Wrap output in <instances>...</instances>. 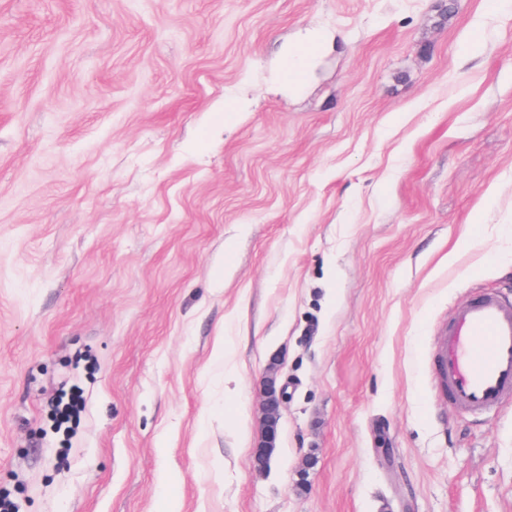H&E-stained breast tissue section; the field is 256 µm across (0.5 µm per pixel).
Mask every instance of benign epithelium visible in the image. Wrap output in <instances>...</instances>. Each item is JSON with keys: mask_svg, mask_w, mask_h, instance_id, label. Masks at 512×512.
<instances>
[{"mask_svg": "<svg viewBox=\"0 0 512 512\" xmlns=\"http://www.w3.org/2000/svg\"><path fill=\"white\" fill-rule=\"evenodd\" d=\"M286 399L285 385L280 383L279 368L272 364L262 380V428L250 457L253 470L263 472L270 467L280 435V412Z\"/></svg>", "mask_w": 512, "mask_h": 512, "instance_id": "benign-epithelium-1", "label": "benign epithelium"}]
</instances>
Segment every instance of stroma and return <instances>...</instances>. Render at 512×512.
<instances>
[{"label": "stroma", "instance_id": "35a3bbf8", "mask_svg": "<svg viewBox=\"0 0 512 512\" xmlns=\"http://www.w3.org/2000/svg\"><path fill=\"white\" fill-rule=\"evenodd\" d=\"M308 31L325 44L295 76ZM496 288L512 6L0 0L15 512H512V407L449 409L428 360ZM286 394L285 384L280 383L278 365L272 363L262 380V428L250 457V466L255 471L263 472L270 467L279 440L280 412Z\"/></svg>", "mask_w": 512, "mask_h": 512}]
</instances>
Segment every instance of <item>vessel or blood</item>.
<instances>
[{"instance_id": "obj_1", "label": "vessel or blood", "mask_w": 512, "mask_h": 512, "mask_svg": "<svg viewBox=\"0 0 512 512\" xmlns=\"http://www.w3.org/2000/svg\"><path fill=\"white\" fill-rule=\"evenodd\" d=\"M433 366L453 410L512 404V301L486 290L458 304L439 331Z\"/></svg>"}]
</instances>
